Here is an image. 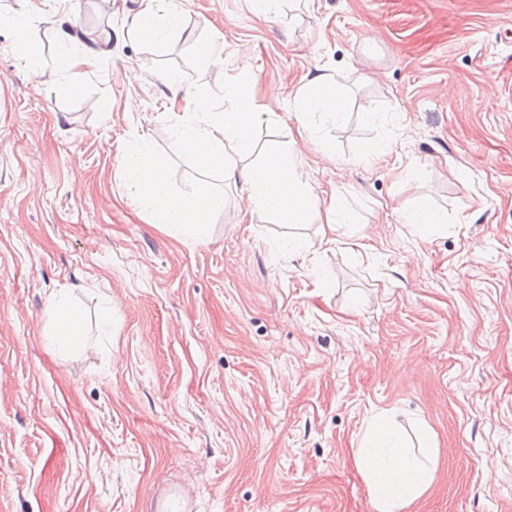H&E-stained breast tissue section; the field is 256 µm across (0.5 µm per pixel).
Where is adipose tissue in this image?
Instances as JSON below:
<instances>
[{
	"mask_svg": "<svg viewBox=\"0 0 512 512\" xmlns=\"http://www.w3.org/2000/svg\"><path fill=\"white\" fill-rule=\"evenodd\" d=\"M144 7L133 23L134 31L162 41L182 25V15L170 0H143ZM222 111H212L202 100L185 101L173 113L171 129L181 149L207 169H219L225 182L245 178L253 203L280 213L289 222L301 221L316 209L318 197L279 147H269L262 161L245 167L241 161L249 144L256 109L253 82L247 75L233 81ZM321 112L334 123L345 117V104L331 75L309 77L298 96L294 113L299 133L310 134V116ZM170 165L150 145L131 155L124 169V185L146 205L152 223L176 235L201 239L207 232L205 218L224 209L223 193L205 190L190 196L173 195L169 187ZM47 316L49 345L73 348L83 342V327L74 310L58 299L50 300ZM354 464L370 492L374 512H405L420 498L432 480L431 469L403 449L402 437L387 414L374 416L354 455Z\"/></svg>",
	"mask_w": 512,
	"mask_h": 512,
	"instance_id": "obj_1",
	"label": "adipose tissue"
}]
</instances>
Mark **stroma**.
Instances as JSON below:
<instances>
[{"label":"stroma","mask_w":512,"mask_h":512,"mask_svg":"<svg viewBox=\"0 0 512 512\" xmlns=\"http://www.w3.org/2000/svg\"><path fill=\"white\" fill-rule=\"evenodd\" d=\"M172 4L182 28L155 42L126 34L142 0H0L43 46L30 62L0 29V512H154L169 483L197 512H373L353 456L384 410L411 450L431 437L406 512H512V0ZM88 46L56 96L61 51ZM318 71L346 115H313L307 140L287 114ZM243 72L244 160L277 140L339 197L330 249L280 251L324 216L258 209L172 135L174 97L221 111ZM144 143L176 194L223 191L202 239L131 198ZM419 198L445 223H402ZM61 296L86 330L68 352L45 343Z\"/></svg>","instance_id":"1"}]
</instances>
